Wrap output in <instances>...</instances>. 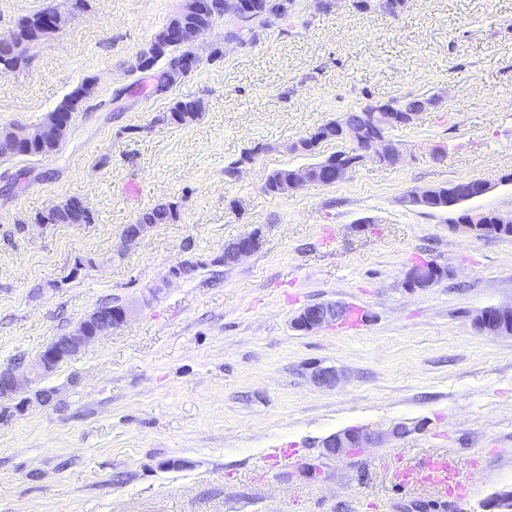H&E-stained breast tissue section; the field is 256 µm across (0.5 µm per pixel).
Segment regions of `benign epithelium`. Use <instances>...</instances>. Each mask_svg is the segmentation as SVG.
<instances>
[{"label": "benign epithelium", "instance_id": "1", "mask_svg": "<svg viewBox=\"0 0 512 512\" xmlns=\"http://www.w3.org/2000/svg\"><path fill=\"white\" fill-rule=\"evenodd\" d=\"M50 7L54 12L43 16L41 25L62 29L80 16L78 12H70L53 2ZM293 16V2L291 0H277L271 5L269 21H280L285 17ZM207 30L197 29L184 32L180 26H175L171 32L174 38L187 40L191 50L189 58L198 59L197 51L200 39L206 35ZM170 39L161 38L147 44L136 57L135 68L139 71L146 68L149 59L166 50ZM438 97L416 98L413 107L402 112H393L383 103L369 105L361 112L345 113L336 123V136L349 142L361 155H372L378 162L385 165H395L401 160L398 146L389 138L384 128L390 126L407 127L422 112L436 106ZM40 136L34 128L29 126L14 125L10 129L9 138L0 143L4 150H10L14 145L28 142ZM327 171L325 181L333 184L342 180L350 166L344 164L341 159L325 166ZM313 172L310 167L302 166L291 168L281 178L280 190L285 194L298 189L311 182ZM489 187L482 181H460L448 185V197H463L466 199L485 194ZM494 223L483 222L484 214L479 211H469L456 217L454 224L474 237L488 235L494 231L499 235L512 232V216H504L498 212L493 213ZM153 224L141 220L136 224H130L123 232V242L126 245L137 243L151 230ZM261 242V230L254 229L235 241L224 246V264L233 265L242 258L255 253ZM439 270L434 265L425 266L417 264L413 266L407 276V284L411 288H429L438 280ZM345 307L336 302H326L310 305L299 312L294 319V327L299 331H312L328 323L343 317ZM133 315V309L126 303L112 311V319H104L95 312L88 313L77 325L62 336L61 343L56 347L44 350L25 369V381L31 382L36 377L45 378L51 375L57 364L65 358L78 353L83 347L109 333L112 328L125 323ZM474 327L480 335L512 336V304L491 307L482 310L474 318ZM20 389V377L15 367L0 368V400L11 401ZM372 440L370 433L360 429H346L325 438L321 447L329 454L347 451L352 452L368 447Z\"/></svg>", "mask_w": 512, "mask_h": 512}]
</instances>
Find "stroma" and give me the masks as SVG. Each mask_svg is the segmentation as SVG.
Returning <instances> with one entry per match:
<instances>
[{"label":"stroma","mask_w":512,"mask_h":512,"mask_svg":"<svg viewBox=\"0 0 512 512\" xmlns=\"http://www.w3.org/2000/svg\"><path fill=\"white\" fill-rule=\"evenodd\" d=\"M182 5L89 0L27 69L0 75V126L34 125L96 82L56 153L0 160V367L30 363L104 302L136 308L39 381L51 402L0 410V512H489L512 487V337L473 319L512 303V239L467 235L455 209L408 196L478 179L489 190L467 208L512 214V0H408L396 17L300 0L258 44L227 45L174 87L204 112L173 126L133 64ZM435 93L438 107L391 131L398 164L368 158L332 185L265 192L274 170L347 150L290 152L326 122ZM71 197L93 223L35 226ZM163 201L177 220L124 245ZM256 228L255 253L217 264ZM186 259L198 269L171 278ZM423 262L445 276L408 287ZM323 302L348 316L294 328ZM318 366L338 384L314 383ZM348 428L380 439L326 453ZM277 448L287 461L261 472ZM438 454L468 502L396 480Z\"/></svg>","instance_id":"35a3bbf8"}]
</instances>
